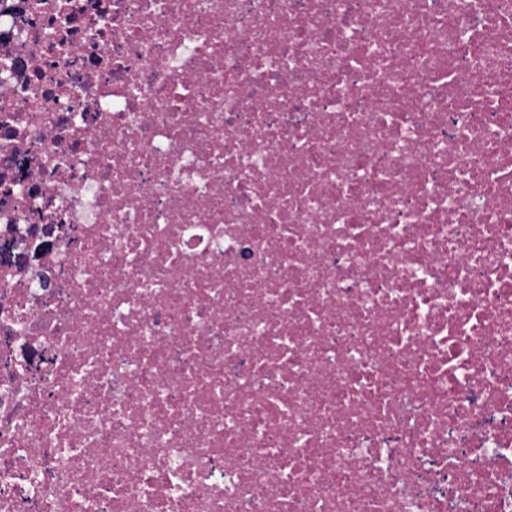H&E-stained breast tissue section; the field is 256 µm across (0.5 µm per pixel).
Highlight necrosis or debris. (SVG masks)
Returning a JSON list of instances; mask_svg holds the SVG:
<instances>
[{
  "instance_id": "1",
  "label": "necrosis or debris",
  "mask_w": 512,
  "mask_h": 512,
  "mask_svg": "<svg viewBox=\"0 0 512 512\" xmlns=\"http://www.w3.org/2000/svg\"><path fill=\"white\" fill-rule=\"evenodd\" d=\"M0 512H512V0H0Z\"/></svg>"
}]
</instances>
